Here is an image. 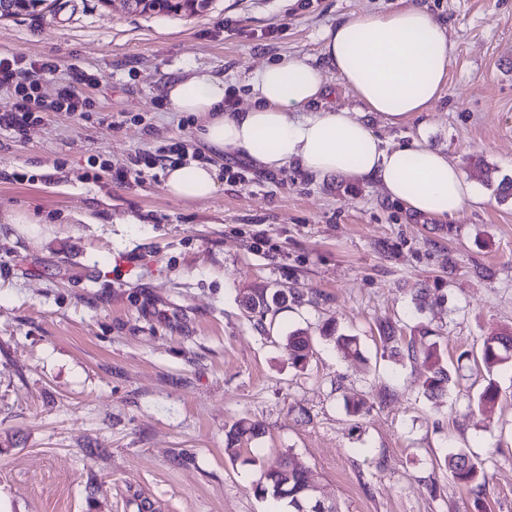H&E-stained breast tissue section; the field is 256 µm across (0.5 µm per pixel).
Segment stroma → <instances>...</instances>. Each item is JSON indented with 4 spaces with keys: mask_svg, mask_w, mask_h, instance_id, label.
<instances>
[{
    "mask_svg": "<svg viewBox=\"0 0 512 512\" xmlns=\"http://www.w3.org/2000/svg\"><path fill=\"white\" fill-rule=\"evenodd\" d=\"M0 20V52L52 61L41 92L73 68L95 110L53 113L25 137L0 130V498L9 512H287L254 487L288 455L339 512H512V368L489 372L486 336L512 328V0H212L200 14L131 13L120 0H49ZM421 7L455 43L440 98L403 126L370 115L389 146L422 139L488 199L439 220L410 212L374 181L318 183L244 157L220 165L218 192L182 201L156 169L117 184L111 171L173 139L210 150L169 83L224 81L235 108L266 64L322 68L325 101L362 105L321 54L324 31L358 13ZM106 160L108 171L91 167ZM17 172L26 181L14 180ZM16 212L30 224H9ZM251 288L290 289L259 315ZM426 289L423 310L414 295ZM432 331L452 382L434 403L420 364L383 348ZM358 336L337 354L323 325ZM313 339L305 369L288 335ZM491 409L477 400L488 384ZM366 401L357 417L347 404ZM241 418L263 433L229 457ZM483 459L481 497L442 465Z\"/></svg>",
    "mask_w": 512,
    "mask_h": 512,
    "instance_id": "35a3bbf8",
    "label": "stroma"
}]
</instances>
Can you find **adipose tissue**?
<instances>
[{
    "label": "adipose tissue",
    "mask_w": 512,
    "mask_h": 512,
    "mask_svg": "<svg viewBox=\"0 0 512 512\" xmlns=\"http://www.w3.org/2000/svg\"><path fill=\"white\" fill-rule=\"evenodd\" d=\"M452 45L431 13L408 7L344 19L323 35L322 54L367 112L406 124L438 98ZM245 109L224 108L222 81L193 75L169 84L171 108L201 116L200 137L217 156L235 154L277 171L298 164L315 179L375 180L411 211L448 219L484 198L458 165L425 142L391 148L358 113L320 107L322 72L298 59L270 63L250 81ZM212 162L167 169L164 188L179 200L213 196Z\"/></svg>",
    "instance_id": "1"
}]
</instances>
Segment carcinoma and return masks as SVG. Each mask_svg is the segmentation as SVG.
I'll return each instance as SVG.
<instances>
[{
    "mask_svg": "<svg viewBox=\"0 0 512 512\" xmlns=\"http://www.w3.org/2000/svg\"><path fill=\"white\" fill-rule=\"evenodd\" d=\"M242 302L247 309L266 314L272 307H282L288 303V291L280 289L267 294L264 289H252L245 293ZM323 338L334 343L336 350L344 357L361 356L357 337L337 333L336 327L327 325L322 329ZM312 353V340L301 330L288 336V354L292 364L304 368ZM408 358L421 362L428 376L424 394L431 401H439L448 394L452 378L443 363V350L440 343L429 336L407 344ZM482 361L492 371L512 362V332H501L488 336L483 341ZM261 435V426L248 419L236 421L226 434L225 451L235 456L238 446ZM445 467L460 484L471 487L479 494L486 481L482 462L465 452L453 453L444 459ZM255 493L262 497H271L276 501H288V512H302V508L317 499L315 488L309 481L307 471L294 463L291 458L282 457L269 463L262 471L255 486Z\"/></svg>",
    "mask_w": 512,
    "mask_h": 512,
    "instance_id": "cac0c4a2",
    "label": "carcinoma"
}]
</instances>
